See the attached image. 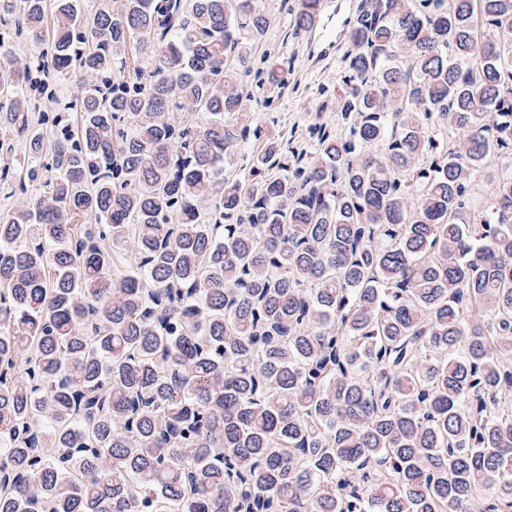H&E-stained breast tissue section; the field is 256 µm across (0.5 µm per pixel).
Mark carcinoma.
<instances>
[{
	"label": "carcinoma",
	"instance_id": "carcinoma-1",
	"mask_svg": "<svg viewBox=\"0 0 512 512\" xmlns=\"http://www.w3.org/2000/svg\"><path fill=\"white\" fill-rule=\"evenodd\" d=\"M270 24L0 0V512H512V0H358L298 136ZM48 81L49 88L47 92L37 96L38 110H36V113L46 112L51 115V113L57 112L59 103L66 96L70 88L66 82L61 81L56 75L51 74Z\"/></svg>",
	"mask_w": 512,
	"mask_h": 512
}]
</instances>
